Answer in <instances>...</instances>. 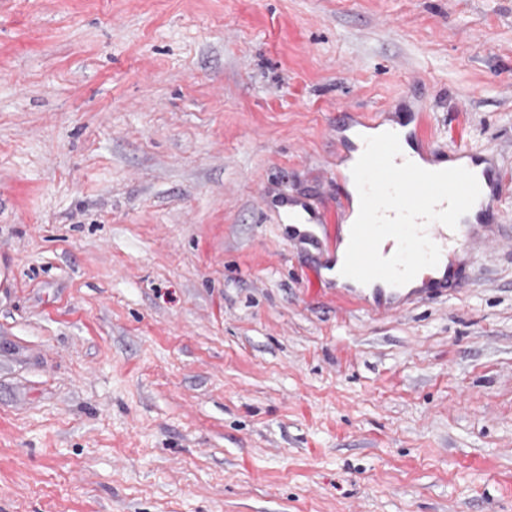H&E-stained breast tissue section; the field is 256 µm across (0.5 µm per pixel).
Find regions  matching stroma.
<instances>
[{
	"mask_svg": "<svg viewBox=\"0 0 512 512\" xmlns=\"http://www.w3.org/2000/svg\"><path fill=\"white\" fill-rule=\"evenodd\" d=\"M403 102L512 173V0H0V512H512V185L385 319L262 204ZM469 224H471L469 220L461 218L455 230L438 222L427 226V235L441 250L439 262H444L445 273L442 278L437 279L429 274L433 271L434 267L422 269L413 279L422 277L424 287L416 288L420 283L410 281L405 284L404 288L407 290L410 288L415 289L409 291L408 295L432 298L441 296L446 292L448 294V282L458 269V260L464 252V245L469 238H478V235L471 231Z\"/></svg>",
	"mask_w": 512,
	"mask_h": 512,
	"instance_id": "35a3bbf8",
	"label": "stroma"
}]
</instances>
